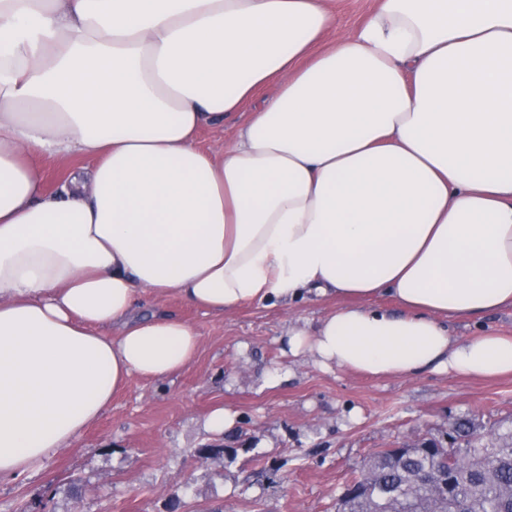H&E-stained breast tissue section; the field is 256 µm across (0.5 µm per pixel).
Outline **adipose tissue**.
<instances>
[{"label": "adipose tissue", "mask_w": 512, "mask_h": 512, "mask_svg": "<svg viewBox=\"0 0 512 512\" xmlns=\"http://www.w3.org/2000/svg\"><path fill=\"white\" fill-rule=\"evenodd\" d=\"M39 156L90 165L50 191ZM140 289L340 297L289 355L511 374L512 335L448 321L512 307V0H376L351 31L328 0H0V479L192 362ZM274 88V85L266 87L254 99L248 102L240 111L243 113H240L233 121L225 122L224 131L204 128L199 134V141L201 145L215 150L223 146L224 143L228 142L232 138L235 127L246 120L247 112H253L257 107H259L265 96L271 94Z\"/></svg>", "instance_id": "1"}]
</instances>
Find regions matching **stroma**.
I'll list each match as a JSON object with an SVG mask.
<instances>
[{
	"label": "stroma",
	"instance_id": "obj_1",
	"mask_svg": "<svg viewBox=\"0 0 512 512\" xmlns=\"http://www.w3.org/2000/svg\"><path fill=\"white\" fill-rule=\"evenodd\" d=\"M343 304L255 302L215 315L137 291L136 315L195 326L196 358L167 379L132 377L76 441L0 481V512H337L373 451L416 438L456 446L461 421L512 433V376L372 378L284 354L290 325ZM218 407L232 421L213 433L205 420ZM212 445L226 454L199 458Z\"/></svg>",
	"mask_w": 512,
	"mask_h": 512
}]
</instances>
